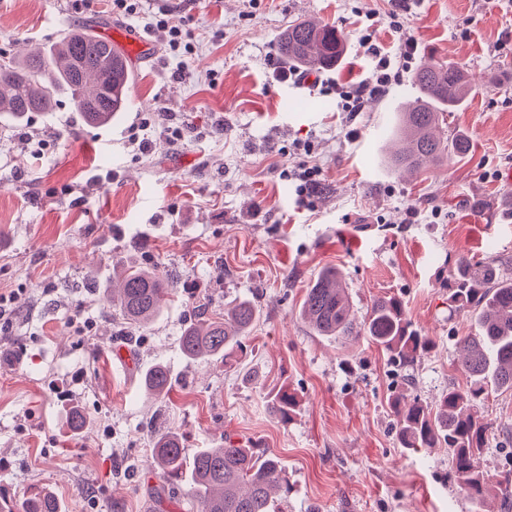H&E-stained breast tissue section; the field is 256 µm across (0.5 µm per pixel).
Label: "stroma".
Masks as SVG:
<instances>
[{
	"mask_svg": "<svg viewBox=\"0 0 512 512\" xmlns=\"http://www.w3.org/2000/svg\"><path fill=\"white\" fill-rule=\"evenodd\" d=\"M143 0L139 14L109 0H0V56L42 49L69 29L133 32L154 46L131 65L129 103L112 124L87 125L66 97L23 124L0 123V497L21 504L50 488L61 512H186L187 485L151 471L154 431H177L187 453L222 442H259L288 470L279 512H500L501 494L473 503L448 477L443 448H404L391 398L405 390L434 402L465 388L458 341L474 333L451 310L446 283L457 258H498L512 275V197L498 176L512 168V10L496 0ZM375 23H368V16ZM189 34L172 52L157 26ZM335 26L343 63L296 89L272 76L285 28ZM382 53L418 44L417 63H453L474 90L446 130L468 155L409 176L390 169L396 110L413 100L410 76L362 111L319 109ZM182 129L173 138L172 129ZM319 172L302 205L288 172ZM420 215L409 223L408 205ZM155 265L179 285L146 330L111 318L102 292L115 271ZM326 268L342 272L353 313L399 299L434 348L406 368L366 337L319 336L302 320L306 288ZM255 302L244 353L203 364L179 336L198 304L221 313ZM131 355L122 367L119 352ZM164 362L172 389L151 402L140 370ZM295 394L288 422L268 411ZM77 404L88 430L70 435ZM476 410L492 431L481 458L512 469V391L489 392Z\"/></svg>",
	"mask_w": 512,
	"mask_h": 512,
	"instance_id": "1",
	"label": "stroma"
}]
</instances>
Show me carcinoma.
<instances>
[{"instance_id": "obj_1", "label": "carcinoma", "mask_w": 512, "mask_h": 512, "mask_svg": "<svg viewBox=\"0 0 512 512\" xmlns=\"http://www.w3.org/2000/svg\"><path fill=\"white\" fill-rule=\"evenodd\" d=\"M280 56L310 72L338 67L347 52L343 35L332 26L297 21L280 39ZM131 81L129 66L115 46L85 31H72L46 49L23 59L0 64V118L18 123L31 112H51L55 95L65 94L93 126L112 123L126 110ZM414 100L402 108L392 127V149L387 163L397 172H418L454 156L462 158L470 142L462 135L445 134V113L465 102L473 85L468 74L450 64L422 65L412 77ZM177 293L175 280L156 268H131L112 283L106 301L118 311L122 324L147 328L168 298ZM448 305L474 315L477 332L460 341L462 366L469 378L465 390L448 387L433 404L396 396L392 403L396 429L405 448H448L449 472L467 497L483 501L489 483L500 487L504 512L512 509V470L490 476L480 466L492 430L479 418L476 403L488 388L512 390V277L499 273L498 261L461 257L448 284ZM301 314L321 336L367 337L386 350L398 367L414 362L433 347L407 319L400 301H376L361 321L352 314L341 276L333 268L318 274L306 288ZM259 315L250 300H241L224 314L209 304L182 330L179 346L184 357L200 363L228 358L243 351L242 340ZM172 376L167 364L157 362L143 375V390L151 396L167 393ZM294 396L278 391L270 413L288 421ZM70 432L78 435L90 420L76 406L66 409ZM151 459L160 477L185 478L189 512H276L274 495L288 488V472L274 455L258 448L224 444L199 448L187 457L179 434L157 431L151 436ZM23 512H60L54 495L42 490L24 500Z\"/></svg>"}]
</instances>
